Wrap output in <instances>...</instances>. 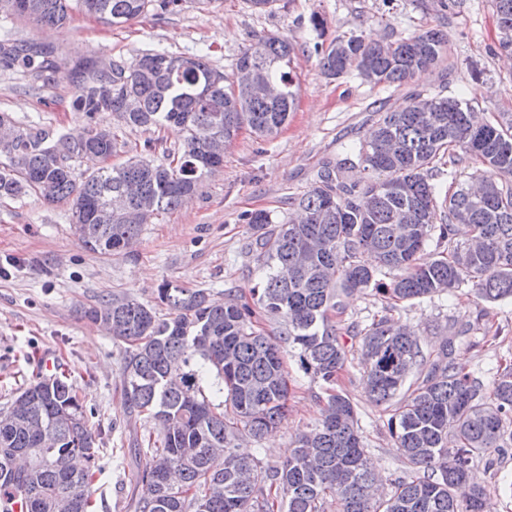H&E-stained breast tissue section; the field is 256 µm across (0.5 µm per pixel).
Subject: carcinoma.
<instances>
[{"label": "carcinoma", "instance_id": "cac0c4a2", "mask_svg": "<svg viewBox=\"0 0 512 512\" xmlns=\"http://www.w3.org/2000/svg\"><path fill=\"white\" fill-rule=\"evenodd\" d=\"M178 3L0 0V17L62 28L85 13L119 26ZM457 4L419 0L436 25L407 37L384 42L352 34L316 44L322 73L402 85L446 60V28ZM493 6L499 48L511 55L512 0ZM300 49L269 36L237 58L235 69L248 67L254 81L283 92L264 98L199 55L149 50L135 65L114 63L104 74L90 70L87 56L2 41L1 62L45 86L63 75L78 87L76 105L88 115L110 112L119 128L174 124L186 136L180 148L166 150L168 165L134 156L114 165L127 142L110 127L54 139L18 127L15 140L0 146V197L67 203L88 251L124 254L142 225L197 193L242 129L258 137L281 131L296 107L291 64ZM345 152L323 163L310 190L288 199L300 222L275 224L265 210L248 216L247 253L265 269L255 302H215L206 288L166 282L158 299L167 318L119 295L83 309L125 344L130 414L161 429L137 476L136 512H483L471 466L512 444V365L487 387L455 364L452 336L432 355L386 314L358 330L366 392L391 409L387 427L408 468L377 494L379 473L356 411L334 392L346 354L333 316L344 298L370 286L395 302L466 284L485 302L512 299V116L480 117L463 97L415 92L405 108L377 111L369 137ZM356 161L368 173L360 181L348 177ZM472 166L478 185L456 184L458 171ZM445 174L448 185L435 183ZM396 184L406 190L393 192ZM458 224L468 241L457 240ZM362 252L372 253L378 268L361 264ZM387 274L393 280L382 288L378 276ZM286 347L328 391L327 403L321 424L296 435L293 454L264 470L237 453L238 441L262 439L285 417ZM408 382L413 390L406 395ZM97 454L84 400L66 376L34 379L0 411V512H10L14 500L25 512H89Z\"/></svg>", "mask_w": 512, "mask_h": 512}]
</instances>
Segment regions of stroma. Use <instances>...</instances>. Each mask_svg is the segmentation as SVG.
Segmentation results:
<instances>
[{"instance_id": "35a3bbf8", "label": "stroma", "mask_w": 512, "mask_h": 512, "mask_svg": "<svg viewBox=\"0 0 512 512\" xmlns=\"http://www.w3.org/2000/svg\"><path fill=\"white\" fill-rule=\"evenodd\" d=\"M315 15L325 20L324 34L311 26ZM426 22L415 0H280L270 13L255 11L249 0H181L176 10H152L118 28L85 14L60 29L0 19V41L30 40L108 64H130L148 50L200 53L228 76L241 52L264 37L301 46L293 63L296 108L281 132L263 140L241 130L226 149L223 167L187 204L143 225L131 254L104 258L86 250L65 205L33 195L0 199V409L35 379L40 355L55 352L99 433L93 512H134L129 490L139 460L132 442L158 427L129 414L122 395L124 346L82 318V307L126 295L163 315L167 309L157 296L166 281L209 289L218 300L228 292L251 299L261 274L245 251L248 214L266 210L275 220L286 219L289 198L310 189L322 163L340 156L344 144L367 137L376 109L392 111L414 92L441 90L462 93L480 110L512 113V60L500 53L492 0H460L448 26L450 65L403 85L373 86L352 75L329 79L320 71L314 49L319 38H375L388 27L405 37ZM77 95L69 81L43 87L0 65V112L18 126L60 135L114 125L111 113L87 116L75 105ZM385 306L381 295L366 289L347 299L335 322L347 356L336 390L355 406L367 451L387 480L403 475L405 467L387 430L388 411L365 393L361 339L355 334L383 315ZM392 315L415 329L427 352L439 351L445 336L469 328L467 337L456 338L453 358L484 383H492L499 364L512 358L511 299L485 303L465 285L449 295L399 304ZM284 361L285 418L262 440L241 444L265 468L290 456L296 433L319 422L325 403L324 388L302 372L297 356L286 353ZM474 472L493 494L496 512H512V447L492 450L488 459L475 462Z\"/></svg>"}]
</instances>
